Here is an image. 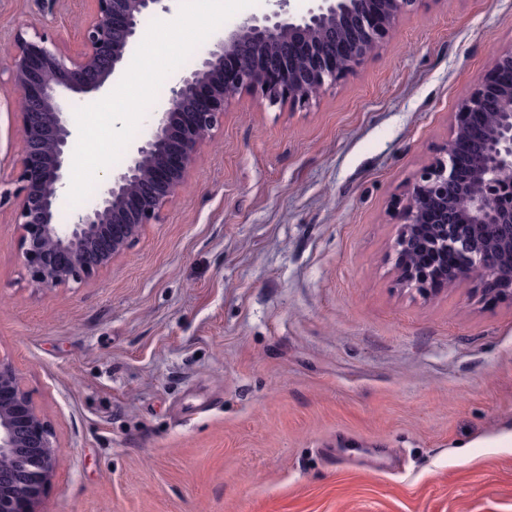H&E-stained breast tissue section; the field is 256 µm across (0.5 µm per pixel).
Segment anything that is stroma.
Wrapping results in <instances>:
<instances>
[{
    "label": "stroma",
    "mask_w": 512,
    "mask_h": 512,
    "mask_svg": "<svg viewBox=\"0 0 512 512\" xmlns=\"http://www.w3.org/2000/svg\"><path fill=\"white\" fill-rule=\"evenodd\" d=\"M91 0H0L77 48ZM512 0H426L309 102L244 92L95 277L41 287L0 54V358L55 437L40 512H512V298H426L393 243Z\"/></svg>",
    "instance_id": "35a3bbf8"
}]
</instances>
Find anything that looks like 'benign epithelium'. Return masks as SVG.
Segmentation results:
<instances>
[{"mask_svg":"<svg viewBox=\"0 0 512 512\" xmlns=\"http://www.w3.org/2000/svg\"><path fill=\"white\" fill-rule=\"evenodd\" d=\"M80 47L64 55L35 31L6 47L9 80L22 123L18 224L35 281L53 288L92 278L120 255L146 224L159 220L200 146L247 91L271 103H305L327 84L354 73L388 41L399 20L423 0H313L306 14L289 0L250 15L179 75L152 132L136 142L120 169H108L96 203L71 223H56L71 170L74 128L67 101L94 99L121 75L138 39L141 18L169 12L166 0H92ZM512 49L499 54L481 84L450 114L446 155L422 168L398 212L393 245L403 280L427 296L433 276L450 287L470 277L498 281L512 296ZM474 137L466 175L455 170L456 143ZM432 207L417 250L411 248L421 210ZM461 255L466 264L448 265ZM56 468L53 434L23 389L15 368L0 360V512H38Z\"/></svg>","mask_w":512,"mask_h":512,"instance_id":"obj_1","label":"benign epithelium"}]
</instances>
